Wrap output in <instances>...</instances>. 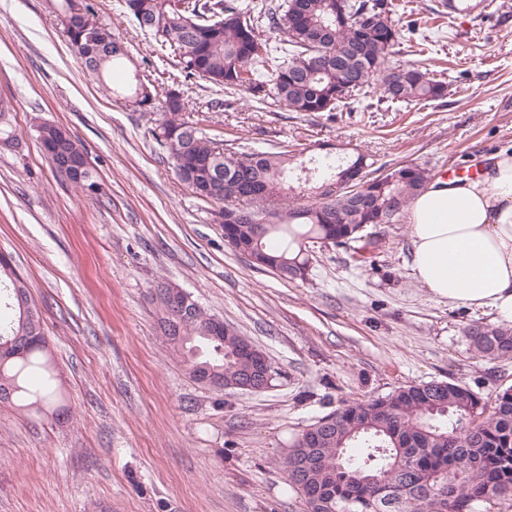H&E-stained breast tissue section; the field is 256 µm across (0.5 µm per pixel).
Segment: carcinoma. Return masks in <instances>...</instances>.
<instances>
[{
    "label": "carcinoma",
    "instance_id": "obj_1",
    "mask_svg": "<svg viewBox=\"0 0 512 512\" xmlns=\"http://www.w3.org/2000/svg\"><path fill=\"white\" fill-rule=\"evenodd\" d=\"M79 29L65 28L73 7ZM54 12L69 45L84 31L100 42L115 39L99 22L93 0H54ZM393 0H123L124 13L179 57L183 80L204 79L229 94L244 91L256 103L268 99L290 112H333L353 92L374 85L393 102L419 104L448 94V85L416 65L393 66L401 35L391 20ZM127 54L98 52L84 72L116 101L135 99L138 111L157 115L152 135L176 178L213 204L212 222L224 226V241L254 266L286 281L309 276L306 245L352 248L360 265L382 252L377 224H395L431 180L419 164H402L366 177V156L309 159L311 191L301 194L290 150L227 153L224 141L185 118L190 100L179 88L161 99L148 76L136 69L118 82L104 78L124 67ZM37 137L51 145L56 171L83 160L74 138L58 137L43 122ZM19 145L0 109V144ZM367 185L370 202L359 205L347 184ZM252 212L273 223L264 227L240 218ZM10 282L0 314V391L23 414L48 407L56 396L47 339L41 321L22 319L17 289L29 287L7 260L0 283ZM170 284L151 289L166 340L182 349L190 378L209 374L224 383L244 379L235 328L209 338L213 315L200 305L177 320L170 314ZM475 350L491 359L512 358V327L468 329ZM284 474L304 496L306 512H477L486 502L512 507V387L492 399L468 387L432 380L398 387L369 400L343 402L308 425L289 448Z\"/></svg>",
    "mask_w": 512,
    "mask_h": 512
}]
</instances>
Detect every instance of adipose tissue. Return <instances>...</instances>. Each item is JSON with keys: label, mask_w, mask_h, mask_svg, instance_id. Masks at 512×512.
<instances>
[{"label": "adipose tissue", "mask_w": 512, "mask_h": 512, "mask_svg": "<svg viewBox=\"0 0 512 512\" xmlns=\"http://www.w3.org/2000/svg\"><path fill=\"white\" fill-rule=\"evenodd\" d=\"M407 220L412 271L435 298L512 323V153L477 179L431 181Z\"/></svg>", "instance_id": "adipose-tissue-1"}]
</instances>
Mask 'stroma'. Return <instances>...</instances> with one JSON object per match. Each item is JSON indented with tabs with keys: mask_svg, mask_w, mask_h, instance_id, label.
<instances>
[{
	"mask_svg": "<svg viewBox=\"0 0 512 512\" xmlns=\"http://www.w3.org/2000/svg\"><path fill=\"white\" fill-rule=\"evenodd\" d=\"M164 97L180 67L122 11L93 0ZM399 0L397 64L428 65L446 98L405 106L382 90L300 115L244 93L211 112L219 88L181 89L189 119L225 147L287 144L304 154H368L465 177L512 150V0ZM20 138L0 148V252L32 287L57 374L62 419L0 403V512H302L282 462L300 430L341 401L434 379L482 395L512 386V358L479 356L465 331L488 310L437 300L414 277L407 219L380 224L386 247L359 267L314 244L306 281L251 265L181 184L151 135L154 117L113 101L64 41L50 0H0V101ZM41 122L84 144L104 194L86 199L52 168ZM167 279L266 353L277 375L258 394L196 384L164 341L148 291Z\"/></svg>",
	"mask_w": 512,
	"mask_h": 512,
	"instance_id": "35a3bbf8",
	"label": "stroma"
}]
</instances>
